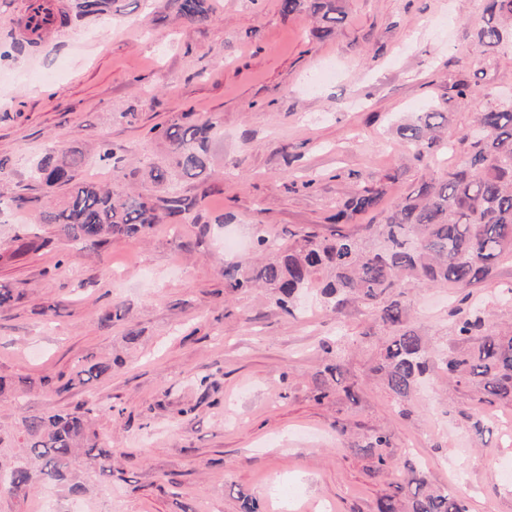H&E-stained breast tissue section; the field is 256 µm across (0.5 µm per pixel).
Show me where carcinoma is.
Here are the masks:
<instances>
[{"label": "carcinoma", "mask_w": 512, "mask_h": 512, "mask_svg": "<svg viewBox=\"0 0 512 512\" xmlns=\"http://www.w3.org/2000/svg\"><path fill=\"white\" fill-rule=\"evenodd\" d=\"M179 16L204 24L211 19L210 0H177ZM310 4L327 32L344 19L339 0H280L283 14ZM486 18L478 34L485 50L499 47L504 23L512 25V0H487ZM446 121L442 112H421L403 127V136L417 154H432L439 147L438 129ZM217 124L174 125L161 132L169 145L168 163L147 171L162 194L121 192L93 182H77L73 171L83 163L80 155L59 153L46 146L30 168V177L50 188L65 189L64 197L50 200L39 216L43 226H53L68 243L79 248L102 247L113 234L137 235L163 220H178L197 205L183 194L178 182L209 175V152ZM470 153L464 166L445 174L432 173L414 193L390 211L382 224H368L367 238L336 232L320 238L304 236L302 243L271 253L269 237L257 239L264 259H246L224 270L225 287L235 293L266 288L276 307L294 315L297 296L311 287L321 271L328 275L322 287L326 307L339 310L355 296L374 312L386 331L377 371L400 401L410 398L430 368L429 350L418 330L409 323L406 288L418 283L436 288L465 290L493 276L496 263L512 257V96L479 113L471 134ZM99 161L112 170L116 181L125 177V159L108 147ZM379 197L356 191L336 222L348 212L375 208ZM464 295L451 316L457 340L465 347L441 358L442 369L456 384L474 383L479 403L512 402V335L493 333L483 310ZM107 370L99 363L78 368L68 380L45 376L42 383L61 393L95 380ZM93 410L81 414L57 413L48 417L24 416L20 420L19 448L0 436V493L26 495L38 487L56 486L78 492L75 462L94 473L102 483L112 478V449L101 445L90 429ZM389 439L378 434L359 446L377 459L378 469L389 468ZM404 478L410 493L380 500L378 512H468L465 502L446 489L431 486L423 471L404 461Z\"/></svg>", "instance_id": "cac0c4a2"}]
</instances>
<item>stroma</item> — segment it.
I'll use <instances>...</instances> for the list:
<instances>
[{"instance_id": "obj_1", "label": "stroma", "mask_w": 512, "mask_h": 512, "mask_svg": "<svg viewBox=\"0 0 512 512\" xmlns=\"http://www.w3.org/2000/svg\"><path fill=\"white\" fill-rule=\"evenodd\" d=\"M27 0H0V285L17 295L0 310V432L24 416L97 407L93 427L117 448L112 480L86 475V494L43 488L0 495V512H376L396 479L358 451L378 432L396 463L414 458L431 485L469 512H512V404L481 405L474 386L432 368L407 414L376 373L382 333L359 299L339 311L307 289L288 315L268 293H231L224 269L255 257L258 236L289 246L303 235L360 236L433 171L400 129L415 113L444 112L461 166L477 113L512 92V42L474 52L485 0H341L342 23L324 32L309 10L283 15L279 0H215L203 25L176 0H110L85 15L63 0L60 33L30 46L17 28ZM471 84L470 101L454 86ZM213 119L206 182L191 216L75 251L45 228L50 245L15 255L13 238L36 223L49 189L29 177L46 144L77 150L76 181L108 183L100 145L124 156L121 189H138L143 161L167 155L153 126ZM359 189L372 210L333 222ZM23 205H14V198ZM512 261L471 287L492 328L512 326ZM457 293L411 285V322L438 355L457 349L450 309ZM56 311H49V304ZM121 322L102 323L112 304ZM138 332L128 340V328ZM338 345L341 380H325V343ZM107 364L98 380L57 394L43 376ZM491 423L473 428V413Z\"/></svg>"}]
</instances>
